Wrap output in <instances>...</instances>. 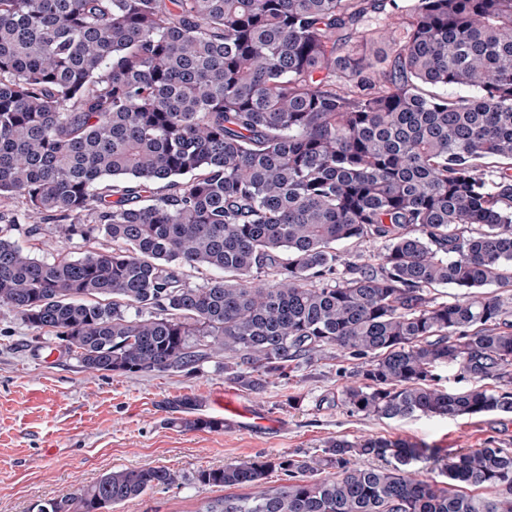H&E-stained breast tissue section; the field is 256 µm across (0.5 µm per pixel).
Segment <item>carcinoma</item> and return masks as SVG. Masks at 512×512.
<instances>
[{
	"label": "carcinoma",
	"mask_w": 512,
	"mask_h": 512,
	"mask_svg": "<svg viewBox=\"0 0 512 512\" xmlns=\"http://www.w3.org/2000/svg\"><path fill=\"white\" fill-rule=\"evenodd\" d=\"M371 14L395 26L358 29ZM0 197L31 235L52 220L112 243L44 259L0 225V307L86 372L221 356L258 391L342 357L352 413H512V305L484 291L512 286V0H0ZM347 241L383 251L346 261ZM187 268L224 277L192 286ZM448 366L471 386L441 388ZM202 407L174 401L173 422L221 430ZM433 458L380 436L231 461L196 481L250 492L194 512H512V449H463L441 483L416 468ZM175 482L111 470L38 512Z\"/></svg>",
	"instance_id": "obj_1"
}]
</instances>
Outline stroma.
<instances>
[{"label":"stroma","mask_w":512,"mask_h":512,"mask_svg":"<svg viewBox=\"0 0 512 512\" xmlns=\"http://www.w3.org/2000/svg\"><path fill=\"white\" fill-rule=\"evenodd\" d=\"M0 222L14 224L12 236L36 256L83 255L106 240H65L57 225L29 235L26 206L0 198ZM348 379L334 359L324 357L285 377L270 378L260 392L226 378L217 359L192 371L89 374L76 356L35 338L10 309L0 308V512H32L39 501L77 491L102 474L121 468L163 466L177 476L166 489L126 502L116 512H193L220 488L200 485L199 470L259 455L321 456L326 441L371 436L402 438L438 449L512 448V415L378 419L350 413L341 402ZM258 405L279 426L262 435L235 431H183L172 425L171 401L203 400L220 416L215 399L224 391Z\"/></svg>","instance_id":"obj_1"}]
</instances>
